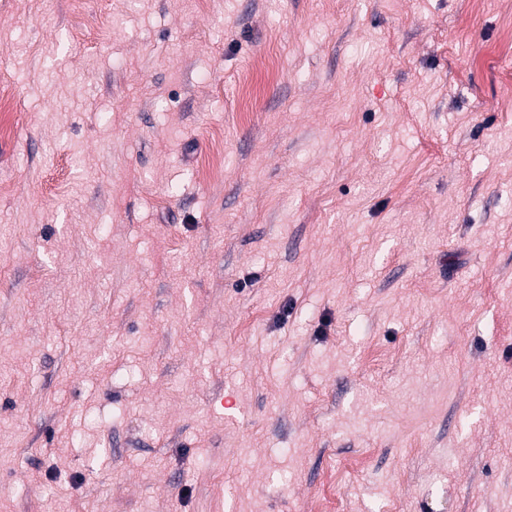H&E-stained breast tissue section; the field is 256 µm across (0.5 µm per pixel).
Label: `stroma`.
Wrapping results in <instances>:
<instances>
[{"instance_id":"35a3bbf8","label":"stroma","mask_w":512,"mask_h":512,"mask_svg":"<svg viewBox=\"0 0 512 512\" xmlns=\"http://www.w3.org/2000/svg\"><path fill=\"white\" fill-rule=\"evenodd\" d=\"M0 512H512V0H0Z\"/></svg>"}]
</instances>
